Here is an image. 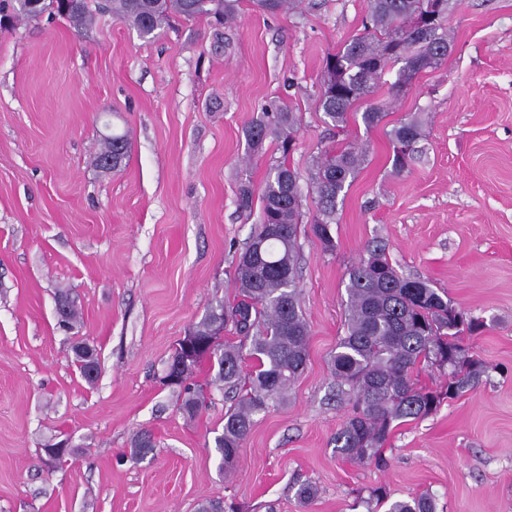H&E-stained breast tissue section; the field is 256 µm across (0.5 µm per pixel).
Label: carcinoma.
<instances>
[{"instance_id": "cac0c4a2", "label": "carcinoma", "mask_w": 512, "mask_h": 512, "mask_svg": "<svg viewBox=\"0 0 512 512\" xmlns=\"http://www.w3.org/2000/svg\"><path fill=\"white\" fill-rule=\"evenodd\" d=\"M437 18L423 29L413 30L423 0H368L364 31L343 43L326 60L329 79L322 82L319 107L336 134L347 133L355 105L370 96L387 72L388 65L402 63L393 88L400 91L427 69H435L448 57L449 0ZM240 0H84L79 16L56 7L51 13L81 27L92 21L93 9L110 12L136 30L143 39L159 38L174 15L214 22L216 41L220 27L237 19ZM268 14L289 12L300 0H253ZM386 117L384 105L366 104L361 112L365 127L374 128ZM298 117L287 105L271 103L246 127L254 150L268 138L280 142L288 153ZM396 172L406 169L423 136L421 120L413 116L387 131ZM127 135L114 134L105 141L96 163L112 157L117 169L128 156ZM365 160V151L348 147L327 151L316 161L312 193L317 208L310 220L313 237L326 252L335 249L332 224L336 205L345 195ZM299 173L286 157L273 160L259 196L260 212L247 247L234 268L233 300L210 307L194 326L203 339L213 340L185 365L193 375L204 360L215 369L212 384L224 391L233 405L224 413V428L216 437L221 454L219 469L228 470L255 424V416L271 403H284L309 358V324L301 307L297 227L300 223ZM255 190L243 181L238 190L240 208L252 210ZM345 334L330 357L336 380V397L351 404L350 415L336 431L333 442L341 456L377 466L384 463L382 447L398 425L430 415L440 395L418 385L414 372L426 363L443 373L451 397L471 389L485 373L481 362L470 359L460 336L478 331L483 324L465 321L462 312L432 285L400 275L387 255V245L376 241L348 271ZM252 370L244 371L246 360ZM180 410L197 415L200 399L191 385L179 387ZM386 507L385 512H436L429 494L408 500H385L373 491L367 504Z\"/></svg>"}]
</instances>
